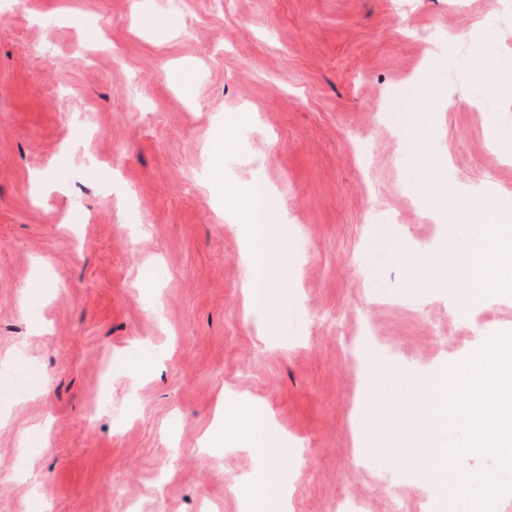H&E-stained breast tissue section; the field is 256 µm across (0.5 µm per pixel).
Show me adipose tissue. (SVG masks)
Masks as SVG:
<instances>
[{
  "label": "adipose tissue",
  "instance_id": "ef3b65f1",
  "mask_svg": "<svg viewBox=\"0 0 512 512\" xmlns=\"http://www.w3.org/2000/svg\"><path fill=\"white\" fill-rule=\"evenodd\" d=\"M230 206L246 213L245 288L252 307L275 320L281 301L269 282L271 245L279 234L273 222L276 203L263 185ZM458 248L449 261L448 284L460 307L481 303L496 289L512 288V202L493 195L471 199L466 223L456 225ZM208 448H243L257 467L240 483L248 512H289L290 476L283 461L291 453L285 439L271 429L268 413L258 405L238 401L226 406L204 440Z\"/></svg>",
  "mask_w": 512,
  "mask_h": 512
}]
</instances>
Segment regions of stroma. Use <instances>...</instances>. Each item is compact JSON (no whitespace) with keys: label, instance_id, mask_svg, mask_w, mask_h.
Returning a JSON list of instances; mask_svg holds the SVG:
<instances>
[{"label":"stroma","instance_id":"35a3bbf8","mask_svg":"<svg viewBox=\"0 0 512 512\" xmlns=\"http://www.w3.org/2000/svg\"><path fill=\"white\" fill-rule=\"evenodd\" d=\"M258 183L278 343L224 203ZM484 193L512 199V0H0V512H246L255 458L198 452L226 399L298 449L291 512H425L405 392L512 334V293L464 322L427 268L437 197Z\"/></svg>","mask_w":512,"mask_h":512}]
</instances>
